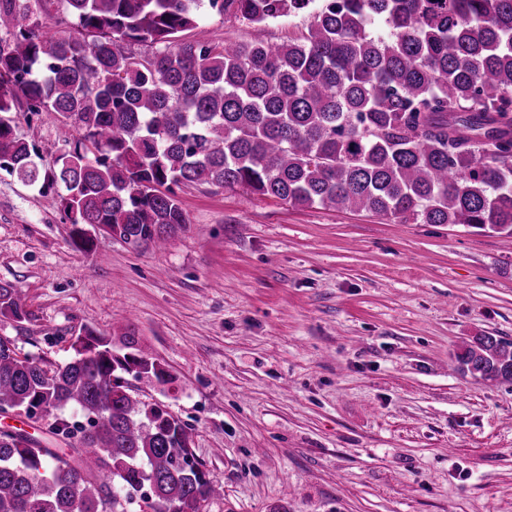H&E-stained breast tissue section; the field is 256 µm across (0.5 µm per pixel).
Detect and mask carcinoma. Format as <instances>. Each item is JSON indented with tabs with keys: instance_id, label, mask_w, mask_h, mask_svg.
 Instances as JSON below:
<instances>
[{
	"instance_id": "1",
	"label": "carcinoma",
	"mask_w": 512,
	"mask_h": 512,
	"mask_svg": "<svg viewBox=\"0 0 512 512\" xmlns=\"http://www.w3.org/2000/svg\"><path fill=\"white\" fill-rule=\"evenodd\" d=\"M319 2L307 30L219 47L203 0H65L54 27L30 0H0V167L66 214L75 243L134 250L185 229L178 190L241 188L293 206L512 235V0H208L261 25ZM150 48L137 54L131 46ZM72 123L81 138L40 172L1 114ZM0 283V319L26 321ZM84 327L48 370L0 338V409L57 413L70 451L0 432V512H198L220 494L189 454L188 427L126 390L170 383L151 355ZM512 381V341L484 335L456 356ZM80 410L85 422L60 415Z\"/></svg>"
}]
</instances>
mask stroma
I'll use <instances>...</instances> for the list:
<instances>
[{
    "mask_svg": "<svg viewBox=\"0 0 512 512\" xmlns=\"http://www.w3.org/2000/svg\"><path fill=\"white\" fill-rule=\"evenodd\" d=\"M305 10L254 26L210 8L216 45L297 38ZM42 168L80 136L25 108ZM164 248L79 250L37 187L0 170V283L30 319L0 337L50 368L83 327L132 337L171 383L132 393L185 423L221 496L204 512H512V383L460 370L476 337L512 341V237L402 224L207 185L180 193Z\"/></svg>",
    "mask_w": 512,
    "mask_h": 512,
    "instance_id": "obj_1",
    "label": "stroma"
}]
</instances>
